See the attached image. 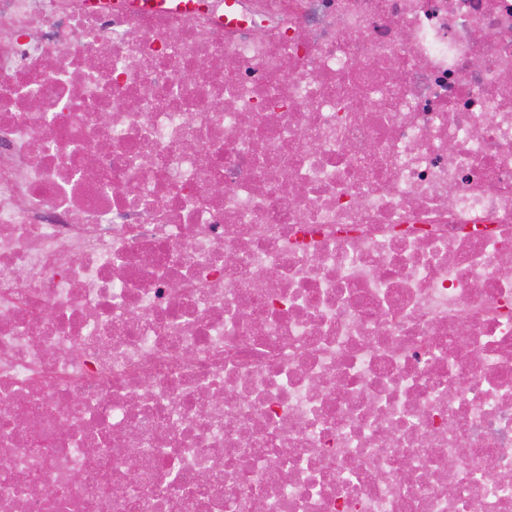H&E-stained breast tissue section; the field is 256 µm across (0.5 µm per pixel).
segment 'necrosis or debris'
Here are the masks:
<instances>
[{
    "label": "necrosis or debris",
    "instance_id": "1",
    "mask_svg": "<svg viewBox=\"0 0 512 512\" xmlns=\"http://www.w3.org/2000/svg\"><path fill=\"white\" fill-rule=\"evenodd\" d=\"M510 264L512 0H0V512H512Z\"/></svg>",
    "mask_w": 512,
    "mask_h": 512
}]
</instances>
